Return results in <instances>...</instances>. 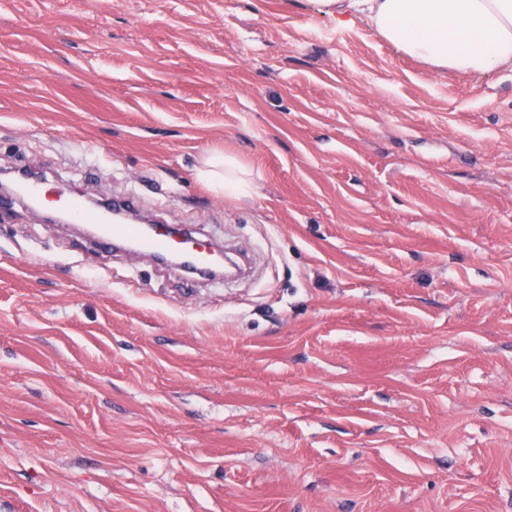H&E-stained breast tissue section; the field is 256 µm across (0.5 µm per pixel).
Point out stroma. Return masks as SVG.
<instances>
[{"label": "stroma", "instance_id": "35a3bbf8", "mask_svg": "<svg viewBox=\"0 0 512 512\" xmlns=\"http://www.w3.org/2000/svg\"><path fill=\"white\" fill-rule=\"evenodd\" d=\"M1 166L250 271L0 212V512H512V72L309 0H0ZM234 160L224 155V193L230 196L244 195L249 191V183L234 172Z\"/></svg>", "mask_w": 512, "mask_h": 512}]
</instances>
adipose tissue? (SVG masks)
Instances as JSON below:
<instances>
[{"mask_svg":"<svg viewBox=\"0 0 512 512\" xmlns=\"http://www.w3.org/2000/svg\"><path fill=\"white\" fill-rule=\"evenodd\" d=\"M341 27L370 22L422 62L482 75L512 71V0H316Z\"/></svg>","mask_w":512,"mask_h":512,"instance_id":"adipose-tissue-1","label":"adipose tissue"}]
</instances>
